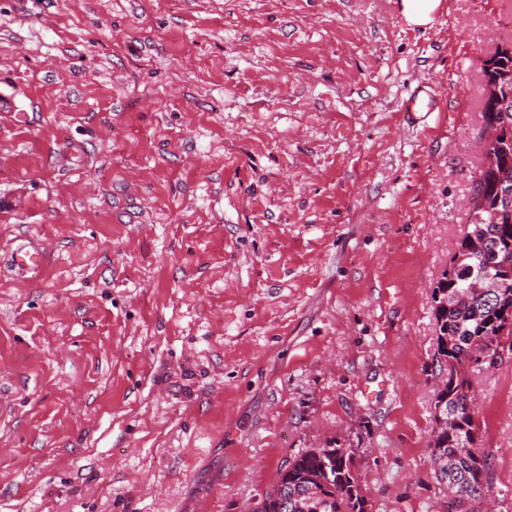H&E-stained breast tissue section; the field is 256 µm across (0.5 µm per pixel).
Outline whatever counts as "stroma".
Masks as SVG:
<instances>
[{
	"instance_id": "35a3bbf8",
	"label": "stroma",
	"mask_w": 512,
	"mask_h": 512,
	"mask_svg": "<svg viewBox=\"0 0 512 512\" xmlns=\"http://www.w3.org/2000/svg\"><path fill=\"white\" fill-rule=\"evenodd\" d=\"M510 43L512 0H0V262L49 264L0 272V512H244L313 448L448 512L431 290ZM471 380L512 512V354ZM404 112H433L435 102L425 87H417L403 102ZM10 266L21 278L27 280L29 271L40 272L44 266L45 253L38 247H29L24 241L20 242L12 252Z\"/></svg>"
}]
</instances>
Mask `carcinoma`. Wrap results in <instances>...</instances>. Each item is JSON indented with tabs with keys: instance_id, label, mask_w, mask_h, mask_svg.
Here are the masks:
<instances>
[{
	"instance_id": "1",
	"label": "carcinoma",
	"mask_w": 512,
	"mask_h": 512,
	"mask_svg": "<svg viewBox=\"0 0 512 512\" xmlns=\"http://www.w3.org/2000/svg\"><path fill=\"white\" fill-rule=\"evenodd\" d=\"M502 70H512V54L501 53L493 68L483 69L484 78L491 80ZM483 118L498 124L512 152V87L499 110L485 112ZM475 187L486 206L470 220L450 257V269L432 289L433 362L448 372V384L436 394L434 408L441 409L443 421L430 447L432 459L440 462L435 479L456 495L454 512H477L490 489L487 460L477 448L476 422L468 408L473 402L471 373L495 367L480 358L512 337V164L479 172ZM480 276L494 287L478 295L469 284ZM360 477L351 448L301 452L292 458L286 486L288 498L298 499L301 507L290 512H366ZM280 500L272 488L255 512H281Z\"/></svg>"
}]
</instances>
